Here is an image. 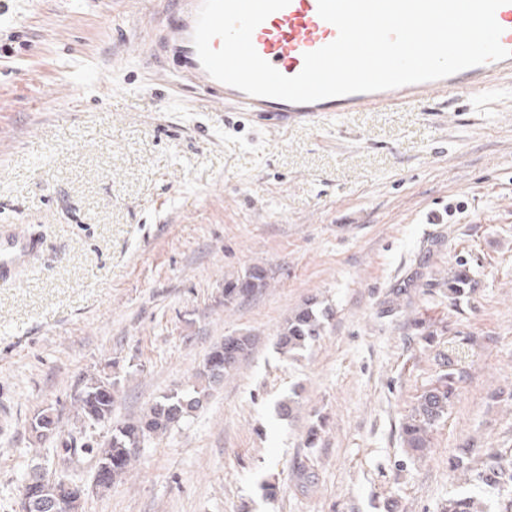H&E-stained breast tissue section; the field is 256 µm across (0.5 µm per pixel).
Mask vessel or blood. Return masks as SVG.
<instances>
[{
  "instance_id": "b4317fda",
  "label": "vessel or blood",
  "mask_w": 512,
  "mask_h": 512,
  "mask_svg": "<svg viewBox=\"0 0 512 512\" xmlns=\"http://www.w3.org/2000/svg\"><path fill=\"white\" fill-rule=\"evenodd\" d=\"M201 0H153L154 22L140 30L139 39L151 59L161 67L173 66L186 89L202 93L209 101L246 113L254 121L284 126L328 119L338 112L410 104L440 94L456 97L496 90V81L512 77L511 58L462 70L449 77L372 93H356L296 104L277 98L254 97L213 79L203 68L192 43ZM338 36L337 28L318 14V0H290L253 32L257 53L280 73L297 75L305 53L317 50ZM34 238L15 232L0 233V279L11 277L37 250Z\"/></svg>"
}]
</instances>
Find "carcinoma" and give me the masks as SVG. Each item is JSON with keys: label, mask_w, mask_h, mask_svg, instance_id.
<instances>
[{"label": "carcinoma", "mask_w": 512, "mask_h": 512, "mask_svg": "<svg viewBox=\"0 0 512 512\" xmlns=\"http://www.w3.org/2000/svg\"><path fill=\"white\" fill-rule=\"evenodd\" d=\"M273 279L271 269L254 265L235 279L224 281V303L252 297L269 287ZM473 291V280L468 271L458 269L448 279V294L458 300ZM333 311L312 298L299 308L281 327L278 348L288 355L315 343L323 335L325 324ZM252 348L248 334L230 335L207 354L199 378L182 392L161 396L142 415L112 425L103 442L87 437L90 427L108 422L115 403L114 386L100 379L90 380L75 396L78 435H57L58 418L48 410L38 412L29 426L37 432V439L57 438L58 454L68 458L79 453L97 459L95 478L112 485L126 474L141 448L154 437L180 426L203 406L206 391L224 382L239 361ZM446 367L430 387L422 391L401 425L400 438L409 459L420 457L431 447L434 427L448 414V406L462 381V372L455 368L451 356L444 357ZM450 467L467 476L466 485L493 492L495 506L468 488L448 496L442 512H512V448H476L466 444L449 458ZM39 483L30 486L31 512H81V504L70 499L67 482L56 477L40 476Z\"/></svg>", "instance_id": "carcinoma-1"}]
</instances>
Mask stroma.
Returning <instances> with one entry per match:
<instances>
[{
    "instance_id": "1",
    "label": "stroma",
    "mask_w": 512,
    "mask_h": 512,
    "mask_svg": "<svg viewBox=\"0 0 512 512\" xmlns=\"http://www.w3.org/2000/svg\"><path fill=\"white\" fill-rule=\"evenodd\" d=\"M152 21L147 0H0V230L40 242L0 281V512L37 463L84 487L82 512H441L460 445L512 448V81L270 128L158 72ZM256 264L270 286L225 304ZM459 267L474 290L454 301ZM311 296L334 317L284 356ZM245 332L252 354L107 492L92 456L28 429L49 408L72 431L92 377L116 385L113 420L140 415ZM457 347L458 394L398 468L400 425Z\"/></svg>"
}]
</instances>
